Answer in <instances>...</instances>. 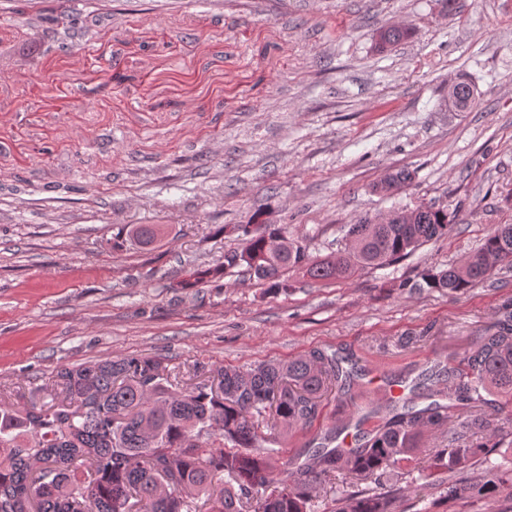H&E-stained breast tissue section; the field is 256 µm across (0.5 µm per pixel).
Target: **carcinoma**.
Masks as SVG:
<instances>
[{
  "instance_id": "obj_1",
  "label": "carcinoma",
  "mask_w": 512,
  "mask_h": 512,
  "mask_svg": "<svg viewBox=\"0 0 512 512\" xmlns=\"http://www.w3.org/2000/svg\"><path fill=\"white\" fill-rule=\"evenodd\" d=\"M409 29L391 26L379 46L396 45ZM452 98L465 109L474 99L467 83ZM413 179L401 169L374 185L394 193ZM448 210L419 205L381 221L347 225L344 247L321 260L288 227L265 226L224 261L201 267L182 288L221 279L236 268L277 293H288V273L322 282L347 279L359 270L392 266L428 242L448 235ZM165 234L160 224L126 225L112 248L128 240L151 245ZM512 268V224L486 235L460 265L428 266L412 287L461 292ZM343 359L321 350L287 361H261L246 368L212 370L217 380H200L173 390L176 373L160 356L101 360L58 369L49 404L18 407L0 399V512H317L316 493L336 491L343 472L368 491L345 492L330 512H401L402 487L379 486L391 468L403 469L428 437L436 450L422 472L425 487L452 501L496 496L512 484V468L493 460L512 433V413L489 410V398L512 403V316L479 331L448 388L430 390L432 402L417 409L391 398L357 417L355 446L334 445L332 429L313 438L304 461L280 446L293 430L309 428L321 396L348 390L361 376ZM378 424L371 430L364 425ZM448 474V480L438 475Z\"/></svg>"
}]
</instances>
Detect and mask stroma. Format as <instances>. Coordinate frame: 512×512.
Segmentation results:
<instances>
[{
	"label": "stroma",
	"instance_id": "35a3bbf8",
	"mask_svg": "<svg viewBox=\"0 0 512 512\" xmlns=\"http://www.w3.org/2000/svg\"><path fill=\"white\" fill-rule=\"evenodd\" d=\"M411 35L379 48L378 32ZM120 79H113V72ZM475 88L458 110L450 85ZM412 172L395 195L373 192ZM426 203L444 238L398 265L288 293L238 273L179 289L238 247L234 224L287 225L312 258L344 225ZM127 224H163L122 249ZM512 224V0H0V395L45 403L57 367L158 355L185 383L322 349L365 374L323 397L310 436L390 389L410 397L512 313V271L418 291ZM512 512V497L408 495L403 512ZM165 234V228L160 224H133L125 225L121 233L113 238V249H120L128 240L141 245H151Z\"/></svg>",
	"mask_w": 512,
	"mask_h": 512
}]
</instances>
